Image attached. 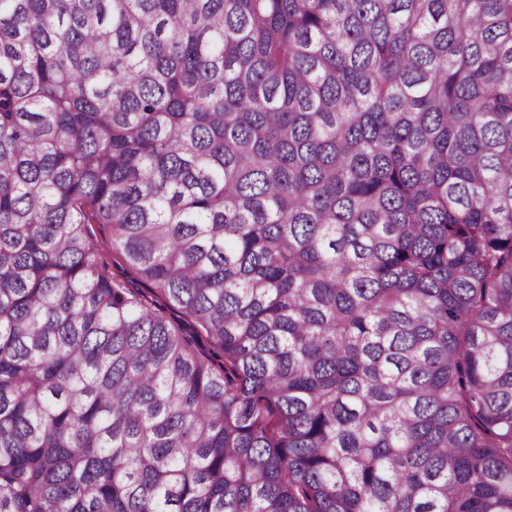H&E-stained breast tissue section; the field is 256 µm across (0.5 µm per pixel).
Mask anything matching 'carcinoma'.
I'll return each instance as SVG.
<instances>
[{"mask_svg":"<svg viewBox=\"0 0 512 512\" xmlns=\"http://www.w3.org/2000/svg\"><path fill=\"white\" fill-rule=\"evenodd\" d=\"M0 512H512V0H0Z\"/></svg>","mask_w":512,"mask_h":512,"instance_id":"cac0c4a2","label":"carcinoma"}]
</instances>
